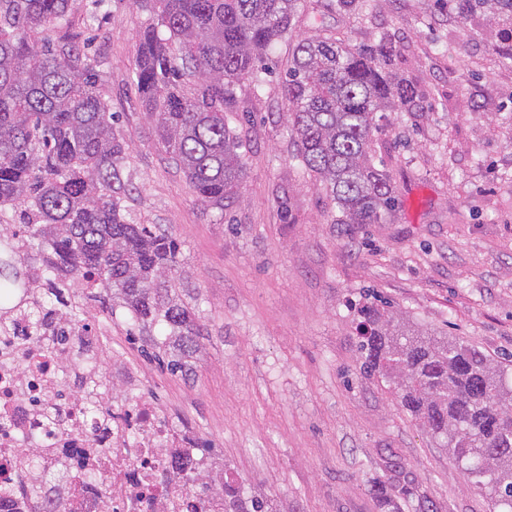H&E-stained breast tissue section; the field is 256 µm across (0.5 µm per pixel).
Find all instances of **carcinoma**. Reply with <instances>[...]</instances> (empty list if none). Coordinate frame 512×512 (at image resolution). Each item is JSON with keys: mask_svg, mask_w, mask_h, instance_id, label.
<instances>
[{"mask_svg": "<svg viewBox=\"0 0 512 512\" xmlns=\"http://www.w3.org/2000/svg\"><path fill=\"white\" fill-rule=\"evenodd\" d=\"M153 15L137 50L136 87L156 119L157 141L205 207L224 210L246 177L242 137L226 105L240 81L260 90L262 60L292 31L301 0H142ZM461 18L481 17L495 31L493 54L512 61V0H444ZM70 0H0V208L17 209L29 241L21 253L0 231V332L24 315L36 333L40 311L20 289V269L35 255L47 280L117 291L131 320L146 330L163 322L181 337L182 355L199 335L180 299L178 245L166 233L127 218L118 162L125 143L98 91L92 59L76 46L44 37L67 19ZM395 35L370 44L332 36L297 39L281 76L293 159L334 204L337 224H385L396 190L372 149L378 113L418 111L420 89L393 67ZM365 374L399 379L403 406L443 447L473 460L468 473L489 498L512 510V388L474 349L396 329L386 310H359ZM74 480L62 466L37 477ZM370 494L384 512L419 498L411 483L375 479ZM224 512H267L236 479H224Z\"/></svg>", "mask_w": 512, "mask_h": 512, "instance_id": "1", "label": "carcinoma"}]
</instances>
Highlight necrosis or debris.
<instances>
[{
    "instance_id": "obj_1",
    "label": "necrosis or debris",
    "mask_w": 512,
    "mask_h": 512,
    "mask_svg": "<svg viewBox=\"0 0 512 512\" xmlns=\"http://www.w3.org/2000/svg\"><path fill=\"white\" fill-rule=\"evenodd\" d=\"M51 352L24 322L0 338V512H224V460L190 427L174 426L154 396L140 393L143 372L117 359L95 409L85 402L101 377L104 330L47 327ZM77 464L105 481L74 493L62 487L34 500V473Z\"/></svg>"
}]
</instances>
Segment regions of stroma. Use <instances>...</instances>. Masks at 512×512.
Segmentation results:
<instances>
[{
    "instance_id": "1",
    "label": "stroma",
    "mask_w": 512,
    "mask_h": 512,
    "mask_svg": "<svg viewBox=\"0 0 512 512\" xmlns=\"http://www.w3.org/2000/svg\"><path fill=\"white\" fill-rule=\"evenodd\" d=\"M291 35L272 49L263 87L240 83L228 105L247 140V176L223 209L203 207L155 136L135 85L150 15L133 0H70L53 41L94 58L98 88L128 144L124 204L137 224L180 245L177 287L199 316L184 368L155 345L168 330L135 325L112 304L113 352L146 372L177 420L217 449L246 491L274 512H380L373 477L409 479L439 512H498L400 402L397 382L361 369L358 310L387 302L393 324L483 353L512 377V64L489 51L483 19L434 0H372L367 15L306 0ZM358 44L389 29L394 66L425 90L423 111L386 113L376 137L400 208L387 224H335L329 203L292 157L280 77L299 37Z\"/></svg>"
}]
</instances>
